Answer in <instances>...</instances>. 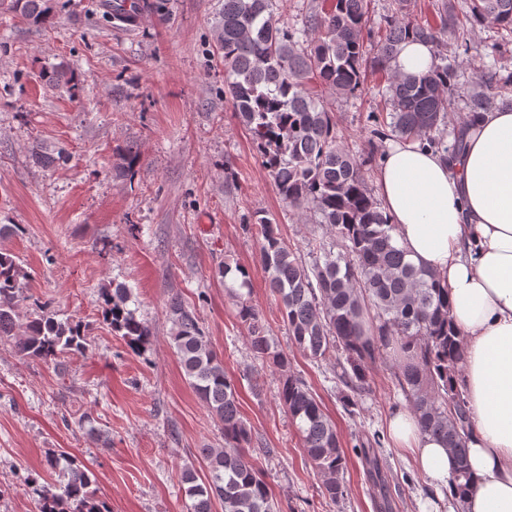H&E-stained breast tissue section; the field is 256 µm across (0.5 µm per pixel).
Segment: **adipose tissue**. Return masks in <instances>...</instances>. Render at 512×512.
<instances>
[{
	"instance_id": "1",
	"label": "adipose tissue",
	"mask_w": 512,
	"mask_h": 512,
	"mask_svg": "<svg viewBox=\"0 0 512 512\" xmlns=\"http://www.w3.org/2000/svg\"><path fill=\"white\" fill-rule=\"evenodd\" d=\"M462 128L465 150L455 159L389 142L379 193L395 244L445 279L462 334L474 487L448 502L462 512H512V107L468 115ZM389 430L435 494L449 492L456 459L446 444L407 412Z\"/></svg>"
}]
</instances>
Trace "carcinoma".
Segmentation results:
<instances>
[{"instance_id":"obj_1","label":"carcinoma","mask_w":512,"mask_h":512,"mask_svg":"<svg viewBox=\"0 0 512 512\" xmlns=\"http://www.w3.org/2000/svg\"><path fill=\"white\" fill-rule=\"evenodd\" d=\"M369 2L331 0L330 8L310 12L297 28L277 0H224L218 26L224 95L279 198L305 223L325 230L319 254L305 262L284 243L278 225L264 216L255 222L263 268L291 341L316 362L334 361L345 387L343 405L351 413L357 396L370 389V369L380 350H392L397 385L420 430L445 441L458 460L456 480L467 482L472 428L466 395L453 385L463 354L448 314L447 286L395 245L393 224L370 186L376 164L373 138L394 136L447 154L461 152L462 133L448 143L455 99L466 98L469 111L479 112L512 92V75L476 71L463 83L448 47L467 25L512 33V0H469L461 16L449 13L448 0H442L432 20L410 19L407 0H391L378 38L367 28ZM0 8L36 29L53 24L54 0H0ZM410 38L433 47L434 62L426 73L401 74L390 66ZM370 71L385 76L382 113L371 115L373 137L351 147L338 135L327 97L363 92ZM44 81L51 88L78 86L75 72L61 65L44 73ZM234 270L241 279L224 287L239 303L253 356L282 371L288 357L274 347L249 302V271L226 263L218 274L225 279ZM29 278L18 257L0 251V339L14 338L21 356L62 373L65 355L85 353V327L58 318L46 303L35 305L20 322L18 306ZM130 302V289L109 288L102 295L101 315L140 354L152 331ZM166 315L189 385L219 421L224 439L219 448L202 449L204 475L190 467L181 472L190 512H213L216 500L224 512H280L265 476L247 455L253 435L240 414L224 359L211 347L195 309L180 297L171 298ZM279 400L321 478L322 496L341 503L346 455L321 401L302 379L288 374L282 375ZM45 467L57 479L33 488L37 512H111L78 459L62 452L46 457Z\"/></svg>"}]
</instances>
